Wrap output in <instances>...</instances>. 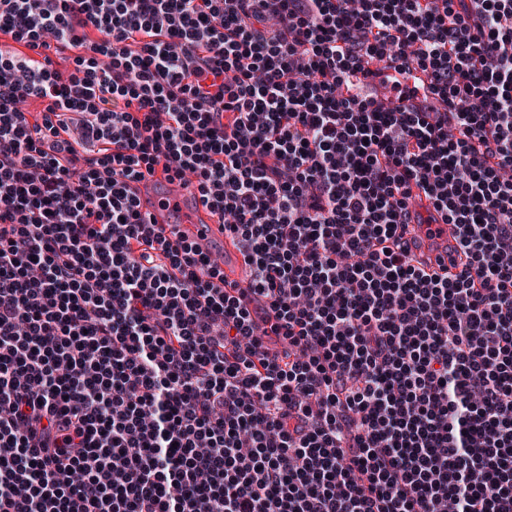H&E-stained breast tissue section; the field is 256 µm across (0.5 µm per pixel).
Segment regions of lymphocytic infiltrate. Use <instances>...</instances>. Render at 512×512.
I'll list each match as a JSON object with an SVG mask.
<instances>
[{"instance_id":"obj_1","label":"lymphocytic infiltrate","mask_w":512,"mask_h":512,"mask_svg":"<svg viewBox=\"0 0 512 512\" xmlns=\"http://www.w3.org/2000/svg\"><path fill=\"white\" fill-rule=\"evenodd\" d=\"M2 34L0 512H512V0H0ZM158 173L247 287L145 219ZM87 33L88 38L85 47L66 50L64 52V56H66L67 59L65 60H61L58 57L53 56V59L59 63V65H56V67L59 68L62 72H64L66 75L70 74L71 72H74L76 68V63L74 59L77 55L85 56L86 58L90 56H96L98 58L100 57V55L95 54L91 51L90 46L93 42H99L101 35L93 28L87 29ZM192 177L193 184L189 180V174H187L183 180H176L172 184L164 183L165 189L159 192L152 189L151 182L148 181V193L141 186L142 211L149 213L151 223L180 224L175 226L178 232L188 231L189 234H194L204 253L213 259H222L224 257L223 266H219L224 273L226 282H245L248 278V265L242 252L236 247L231 246L230 239L224 232V224H219L217 219L212 217L211 221L206 224L205 236L200 237L199 230L202 229V226H195L198 223L193 216V211H203L206 209L201 203L199 194L196 192V178L193 175ZM174 215H178L180 220L175 222ZM224 247L227 248L231 259V265L234 268L233 273H229L227 267H225Z\"/></svg>"}]
</instances>
